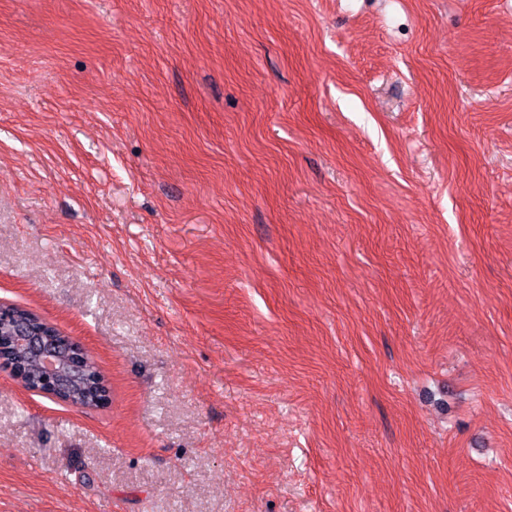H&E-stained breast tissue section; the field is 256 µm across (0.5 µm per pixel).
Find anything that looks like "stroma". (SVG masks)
Instances as JSON below:
<instances>
[{
    "instance_id": "obj_1",
    "label": "stroma",
    "mask_w": 512,
    "mask_h": 512,
    "mask_svg": "<svg viewBox=\"0 0 512 512\" xmlns=\"http://www.w3.org/2000/svg\"><path fill=\"white\" fill-rule=\"evenodd\" d=\"M0 512H512V0H0ZM5 322H9L11 326L16 328L17 336H12L13 339L18 340L20 344L27 345L40 362L42 372L38 376L37 382L49 390H55L56 393L63 394L66 391L65 385L70 370L81 371L84 369L81 358L77 354H72L71 359L65 366L54 347L55 343L51 339L40 334L28 336L26 331L15 322L14 316L2 308L1 325H4ZM84 357L86 360L85 372H86L87 376L94 378V381L97 383L96 389H95L96 392L94 394H92V396L89 397V399H88V406H89V408H98L99 407L98 403L100 405H106L109 400V399H102V400H98V403H97V401L95 399L96 398L101 399L103 397V396H100V389H101L102 393H104V394L107 393L108 397H109L110 389H109V386L105 379V376L102 374L98 365L85 353H84Z\"/></svg>"
}]
</instances>
